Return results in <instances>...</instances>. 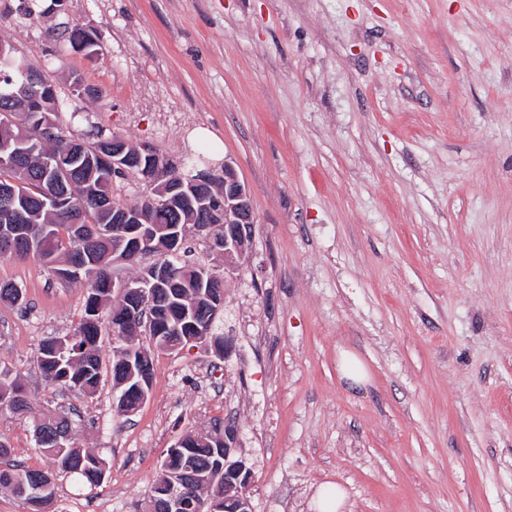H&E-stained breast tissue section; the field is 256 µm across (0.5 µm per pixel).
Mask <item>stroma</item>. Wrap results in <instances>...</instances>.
<instances>
[{
    "label": "stroma",
    "instance_id": "35a3bbf8",
    "mask_svg": "<svg viewBox=\"0 0 512 512\" xmlns=\"http://www.w3.org/2000/svg\"><path fill=\"white\" fill-rule=\"evenodd\" d=\"M94 29L93 57L61 36ZM0 40L45 69L87 140L194 157L205 128L249 188V259L225 285L229 358L154 355L149 398L48 385L39 344L73 334L87 284L0 257V366L32 399L0 415L25 467L53 470L33 415H68L106 463L57 474V512H143L167 448L224 421L253 512H512V0H0ZM64 57L58 66L56 57ZM100 99L71 94L74 77ZM369 380L341 379L340 350Z\"/></svg>",
    "mask_w": 512,
    "mask_h": 512
}]
</instances>
